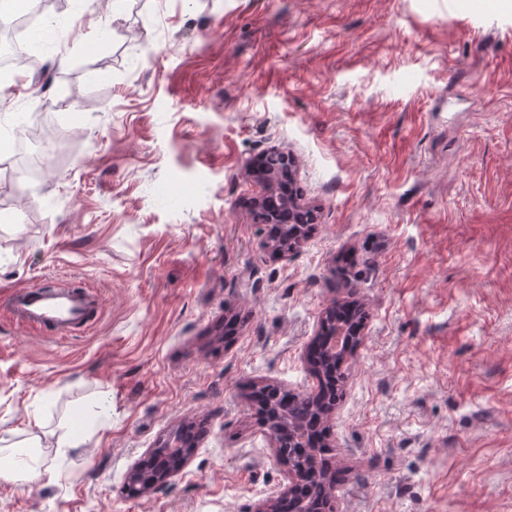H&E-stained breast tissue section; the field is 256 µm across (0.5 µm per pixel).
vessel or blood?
<instances>
[{
  "mask_svg": "<svg viewBox=\"0 0 512 512\" xmlns=\"http://www.w3.org/2000/svg\"><path fill=\"white\" fill-rule=\"evenodd\" d=\"M0 309L26 329L68 337L89 326L101 309L96 293L76 287H24L14 289Z\"/></svg>",
  "mask_w": 512,
  "mask_h": 512,
  "instance_id": "obj_1",
  "label": "vessel or blood"
}]
</instances>
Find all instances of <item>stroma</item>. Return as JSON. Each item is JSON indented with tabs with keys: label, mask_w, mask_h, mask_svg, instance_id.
<instances>
[{
	"label": "stroma",
	"mask_w": 512,
	"mask_h": 512,
	"mask_svg": "<svg viewBox=\"0 0 512 512\" xmlns=\"http://www.w3.org/2000/svg\"><path fill=\"white\" fill-rule=\"evenodd\" d=\"M37 29L0 159L34 115L63 144L0 169V299L67 281L102 307L69 338L0 312V438L50 467L0 481V512H256L288 469L247 391L316 390L349 297L336 512H512V0H55ZM274 147L317 216L285 257L246 173ZM191 425L185 466L127 496ZM335 307L336 306H332V307L328 308L324 312V316H322V318L319 322L318 335H319L320 343L318 344L317 349L321 348L323 350V358L326 361L328 359H334L336 357V353H340L342 351L343 352V361L342 362H344L348 359L349 356H351L353 354V352L355 350L354 349L353 351H350V344L352 341H357V343H358L359 331L356 330L354 333V336L352 338L350 337L348 339L344 349H342V346H341L340 350L336 352V348H332L329 344L330 340L334 339V336L336 335V333L329 331L328 323L326 321L327 316L331 313L332 310L335 309Z\"/></svg>",
	"instance_id": "35a3bbf8"
}]
</instances>
